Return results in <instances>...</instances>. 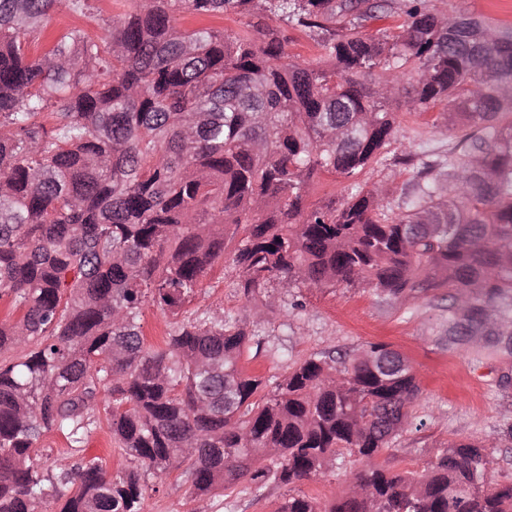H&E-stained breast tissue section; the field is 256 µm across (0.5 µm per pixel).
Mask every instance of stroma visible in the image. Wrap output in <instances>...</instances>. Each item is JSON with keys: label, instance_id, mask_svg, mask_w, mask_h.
I'll return each mask as SVG.
<instances>
[{"label": "stroma", "instance_id": "obj_1", "mask_svg": "<svg viewBox=\"0 0 512 512\" xmlns=\"http://www.w3.org/2000/svg\"><path fill=\"white\" fill-rule=\"evenodd\" d=\"M435 3L445 12L484 16L501 26L512 27V0H435ZM88 4L89 9L83 14L67 10L54 13L39 40L32 44L31 57L43 55L55 38L73 28L82 29L96 41L108 38L116 13L113 0H88ZM398 105L395 99L389 103L390 109L399 112L394 151L421 142L447 148L448 139L441 133L445 123L443 107L402 112ZM234 277L231 262L216 263L188 309L246 316L261 343L259 355L243 356L241 367L247 374L281 377L295 361L313 353L336 349L355 355L369 344H388L409 360L422 389L418 413L426 420L421 431L403 433L393 443L391 452L399 466L425 469L449 441L463 440L484 445L495 457L493 481L512 479V436L507 433L512 425V398H502L489 366H474L466 354L449 351L438 344L446 317L440 308L423 301L409 315L398 303L383 300L368 288H300L296 295L303 304L302 310L255 312L246 310L244 298L236 294L232 286ZM36 459L56 471L80 460L95 459L110 475L130 465L129 458L121 455L113 443L105 423L100 424L79 450L68 447L59 434H46L37 444ZM356 470L352 463L339 465L326 475L293 485H269L260 494L242 482L200 502L192 498L191 481L179 469L163 484L147 482L143 512H196L201 506L206 512H276L288 495L301 492L327 503L345 494Z\"/></svg>", "mask_w": 512, "mask_h": 512}]
</instances>
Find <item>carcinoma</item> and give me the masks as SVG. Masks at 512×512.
I'll return each mask as SVG.
<instances>
[{
    "label": "carcinoma",
    "mask_w": 512,
    "mask_h": 512,
    "mask_svg": "<svg viewBox=\"0 0 512 512\" xmlns=\"http://www.w3.org/2000/svg\"><path fill=\"white\" fill-rule=\"evenodd\" d=\"M87 0H0V512H142L144 477L182 466L193 497L262 489L364 463L356 504L291 495L276 512H512L484 446L451 440L421 472L378 457L421 430L403 369L328 351L282 379L240 368L247 319L189 315L145 345V304L179 316L215 262L273 310L283 288L373 289L413 308L446 301L442 331L512 388V28L433 0H123L100 42L72 29L42 56L50 12ZM246 17L239 31L175 16ZM394 13L404 21L367 30ZM276 16L281 25L268 23ZM318 56L288 60L287 31ZM410 70L408 112L451 108L448 151L391 153L389 78ZM387 161L411 169L397 207L380 186L309 204L314 179ZM105 413L133 466L53 475L32 452L50 432L80 448Z\"/></svg>",
    "instance_id": "1"
}]
</instances>
